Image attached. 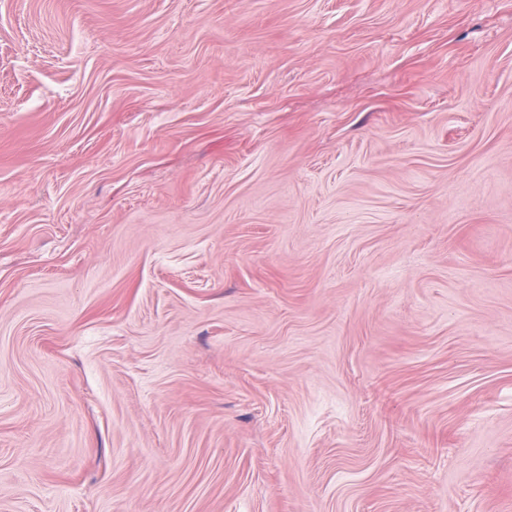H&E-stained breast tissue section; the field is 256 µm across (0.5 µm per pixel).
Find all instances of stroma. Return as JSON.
I'll use <instances>...</instances> for the list:
<instances>
[{"label": "stroma", "mask_w": 512, "mask_h": 512, "mask_svg": "<svg viewBox=\"0 0 512 512\" xmlns=\"http://www.w3.org/2000/svg\"><path fill=\"white\" fill-rule=\"evenodd\" d=\"M0 512H512V0H0Z\"/></svg>", "instance_id": "1"}]
</instances>
